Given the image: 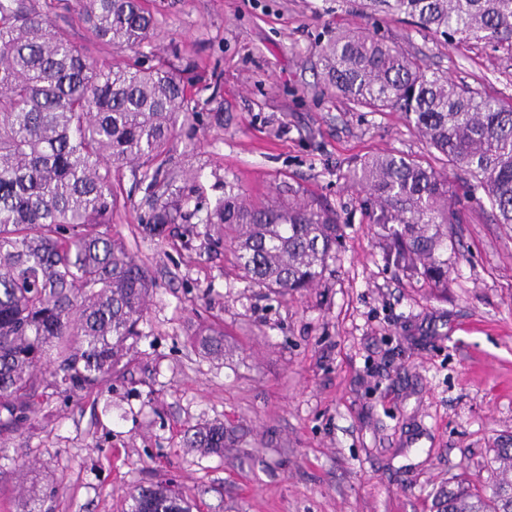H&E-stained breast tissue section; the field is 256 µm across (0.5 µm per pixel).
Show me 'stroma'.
I'll use <instances>...</instances> for the list:
<instances>
[{"mask_svg": "<svg viewBox=\"0 0 512 512\" xmlns=\"http://www.w3.org/2000/svg\"><path fill=\"white\" fill-rule=\"evenodd\" d=\"M147 55L179 54L218 83L221 105L176 128L171 167L211 208L231 182L249 197L305 191L335 210L320 282L285 300L240 277L204 225L163 240L137 231L143 188L120 173L116 231L155 279L143 334L102 388L51 397L45 416L0 433L23 449L42 512H128L127 492L194 489L200 512H436L449 481L491 484L512 446V228L488 201L448 231V285L388 262L346 178L382 153L430 161L401 113L322 92L330 32L379 27L431 70L512 95V53L444 42L362 0H156ZM224 328V357L198 347ZM234 426L223 452L185 447L198 422Z\"/></svg>", "mask_w": 512, "mask_h": 512, "instance_id": "stroma-1", "label": "stroma"}]
</instances>
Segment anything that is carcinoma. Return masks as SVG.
<instances>
[{
  "label": "carcinoma",
  "instance_id": "1",
  "mask_svg": "<svg viewBox=\"0 0 512 512\" xmlns=\"http://www.w3.org/2000/svg\"><path fill=\"white\" fill-rule=\"evenodd\" d=\"M61 0H0V429L43 411L46 390L71 395L112 380L128 341H137L153 279L112 229L121 199L112 171L146 185L141 234L162 238L203 210L166 169L178 118L220 103L218 85L192 66L140 53L158 28L147 0H76L75 19L96 40L134 57L102 66L51 21ZM445 41L512 51V0H370ZM323 89L372 112L395 111L437 153V168L378 154L348 171L361 206L385 231L394 265L448 287V225L462 223L448 168L470 177L496 221L512 227V97L480 93L429 69L373 32L336 31L318 51ZM241 278L285 298L321 279L336 245V212L314 197L254 200L235 190L206 209ZM200 344L224 355V332ZM186 445L224 451L233 429L194 425ZM19 494L27 512L42 497L27 487L20 449ZM486 494L463 483L442 494L441 512H512V448L495 449ZM130 512H191L189 491L163 485L130 492Z\"/></svg>",
  "mask_w": 512,
  "mask_h": 512
}]
</instances>
